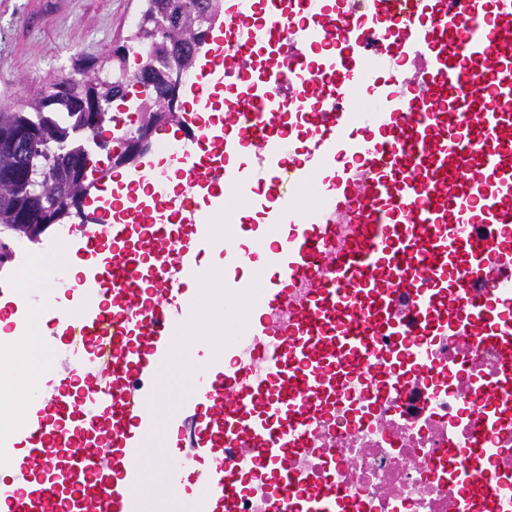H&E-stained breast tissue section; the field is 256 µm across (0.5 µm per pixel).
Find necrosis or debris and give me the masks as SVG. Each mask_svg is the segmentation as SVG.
<instances>
[{
	"instance_id": "obj_1",
	"label": "necrosis or debris",
	"mask_w": 512,
	"mask_h": 512,
	"mask_svg": "<svg viewBox=\"0 0 512 512\" xmlns=\"http://www.w3.org/2000/svg\"><path fill=\"white\" fill-rule=\"evenodd\" d=\"M424 355L426 372L394 389L337 386L317 445L294 459L304 495L335 492L336 512H512V388H481L502 375L500 352L476 336H434ZM488 406L506 409L493 430L478 423Z\"/></svg>"
}]
</instances>
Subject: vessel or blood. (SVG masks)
<instances>
[{
  "instance_id": "1",
  "label": "vessel or blood",
  "mask_w": 512,
  "mask_h": 512,
  "mask_svg": "<svg viewBox=\"0 0 512 512\" xmlns=\"http://www.w3.org/2000/svg\"><path fill=\"white\" fill-rule=\"evenodd\" d=\"M217 85L223 118L189 112L192 148L115 185L85 235L104 259L69 291L53 390L28 397L8 512H143L145 488L187 484L189 512H293L307 421L340 382L423 368L410 337L477 335L512 383V318L472 294L512 288V0H224L191 91ZM212 251L224 356L166 418Z\"/></svg>"
}]
</instances>
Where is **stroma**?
Segmentation results:
<instances>
[{
	"instance_id": "obj_1",
	"label": "stroma",
	"mask_w": 512,
	"mask_h": 512,
	"mask_svg": "<svg viewBox=\"0 0 512 512\" xmlns=\"http://www.w3.org/2000/svg\"><path fill=\"white\" fill-rule=\"evenodd\" d=\"M144 0H0V103L36 97L131 35Z\"/></svg>"
}]
</instances>
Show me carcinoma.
Here are the masks:
<instances>
[{
    "mask_svg": "<svg viewBox=\"0 0 512 512\" xmlns=\"http://www.w3.org/2000/svg\"><path fill=\"white\" fill-rule=\"evenodd\" d=\"M155 15L154 25L165 23L163 11L173 8L183 17V26L175 32H166L162 37L142 38L133 33L126 43L116 51L123 59L136 54L140 61L134 70L127 64L115 67L112 88L96 100L105 113V120L112 121L109 105L128 94V88L140 86L150 91L156 105L165 102L163 87L156 82H148L143 59L152 54H163L181 44L186 49L189 70L196 67L193 45L194 33L210 23L211 16L220 9V0H208L205 6L199 0H147ZM70 77L64 76L50 81L54 88L50 93L15 106L0 105V236L38 242L44 225L45 214L64 203L67 198L81 195L82 187L88 183L90 159L80 139L83 133L81 112L75 94L68 88ZM33 165V179L42 182L36 195L18 190L16 178L28 165ZM28 216V222L20 224V214Z\"/></svg>",
    "mask_w": 512,
    "mask_h": 512,
    "instance_id": "cac0c4a2",
    "label": "carcinoma"
}]
</instances>
